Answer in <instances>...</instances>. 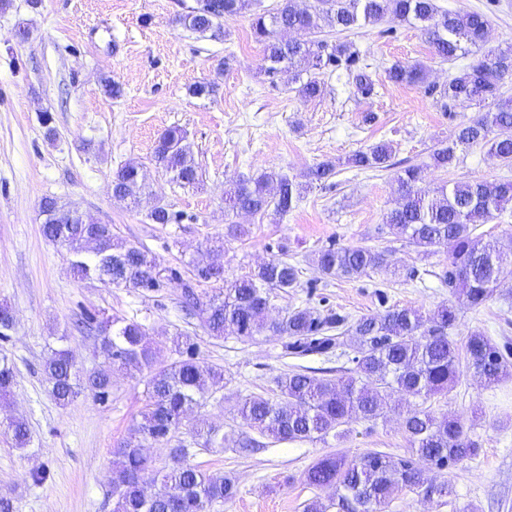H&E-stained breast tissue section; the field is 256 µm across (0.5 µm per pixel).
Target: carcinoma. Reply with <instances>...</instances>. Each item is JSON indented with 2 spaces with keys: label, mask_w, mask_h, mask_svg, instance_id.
Returning a JSON list of instances; mask_svg holds the SVG:
<instances>
[{
  "label": "carcinoma",
  "mask_w": 512,
  "mask_h": 512,
  "mask_svg": "<svg viewBox=\"0 0 512 512\" xmlns=\"http://www.w3.org/2000/svg\"><path fill=\"white\" fill-rule=\"evenodd\" d=\"M249 0H197V6L178 16L185 29L205 34L219 25L226 14L245 10ZM393 17L414 21L434 54L452 60L485 43L486 16L479 12H448L435 0H316L305 9L297 0H279L275 12L258 13L252 20L256 38L264 44L265 72L312 70L296 88L302 99L321 95L318 71L334 66L352 70L358 53L350 45H332L314 40L323 28L346 31L374 25ZM279 29H293L300 37L283 41ZM512 75V47L488 51L453 76L440 90V96L454 101L487 105L470 123L461 126L451 143L434 150L438 167L456 160L459 147L487 145L501 163L512 165V100L502 97L503 80ZM422 66L395 65L388 71L396 84L424 82ZM495 136H490V133ZM392 147L379 142L353 154L348 162L360 169L390 167ZM156 167L172 174L181 185H195L202 174L184 131L166 129L153 152ZM336 164L323 161L311 167L301 183L279 173L263 172L255 178L239 180L224 191V208L251 214L276 215L290 212L300 200L305 185L323 183L335 174ZM421 168L407 165L398 176V199L386 214L389 234L397 241L415 247L422 255L444 251L448 264L441 279L451 293L462 295L470 307L479 309L492 299L504 270L512 268V246L504 247L494 237L476 233L495 212L512 205V179L456 182L432 191L420 187ZM146 188L142 164L130 160L112 176V197L117 201H138ZM44 216V238L65 247L74 257L75 275H99L102 266L112 264V284L153 291L160 287L162 269L143 248L116 238L112 227L102 229L99 251L87 250L91 237L86 220L64 218L65 209L54 197L40 202ZM317 264L327 276L358 278L387 267L386 251L363 246L333 245L321 250ZM222 266L213 260L198 261L191 270L197 280L222 278ZM299 270L283 258L264 262L252 272L226 282L223 292L202 300L185 286L183 303L197 311L210 336L217 339L235 336L252 340L268 332L281 338L282 354L292 358L331 357L341 349L343 335L355 336L350 368L343 375L330 377L327 368H301L276 379L271 397L249 395L237 412L255 433L244 437L242 448H259L264 440L293 443L324 440L332 435L345 439L356 420L375 422L396 411L402 401L412 402L400 418V428L410 446V455L395 458L381 451H369L355 458L345 453L326 454L303 474L313 487L330 486L335 496L329 504L318 499L304 506V512H382L386 504L403 490L440 498L452 492L448 481L424 484L422 465L439 470L480 454L481 443L473 438L462 418L436 415L426 406L435 395H445L455 387L463 369H471L485 383L497 385L512 367V347L499 345L481 332L470 333L464 353L450 338L449 330L458 319L453 302L439 306L431 316L418 310L388 306L382 312L352 321L334 309H285L273 317L271 296L274 290L298 285ZM166 343L151 338L146 326L136 320L112 319V332L101 337L100 352L106 367L82 376L70 353L57 349L43 366L45 381L56 403L69 405L80 393H88L104 403L112 391L113 371L146 376V404L133 426V437L113 449V512H212L216 504L237 494L234 479L210 473L191 463L194 449L171 445L172 433L194 409L203 404L208 392L224 385V371L199 361L196 345L188 336L172 340L175 358L159 361ZM15 382L13 366L0 359V398L11 393ZM17 448L30 442L29 428L23 420L8 424ZM193 437L209 447L218 431L198 424ZM167 446L170 463L157 469L144 455L141 442Z\"/></svg>",
  "instance_id": "carcinoma-1"
}]
</instances>
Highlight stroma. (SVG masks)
<instances>
[{"instance_id":"1","label":"stroma","mask_w":512,"mask_h":512,"mask_svg":"<svg viewBox=\"0 0 512 512\" xmlns=\"http://www.w3.org/2000/svg\"><path fill=\"white\" fill-rule=\"evenodd\" d=\"M194 3L10 0L0 11V304L14 315L8 339L0 338V357L15 372L10 397L0 400V494L14 498L17 512L113 510L111 451L129 438L145 404L142 375L114 373L106 403L83 395L62 407L42 373L52 348L62 343L81 373L102 367L98 337L67 332L84 311L101 321L136 320L158 340L188 335L201 362L223 369V388L210 390L205 405L174 435L192 444L189 427L202 422L226 437V448L200 450L192 458L206 471L237 480L235 498L214 512H303L310 500L326 503L333 496L331 489L302 479L318 457L370 450L408 455L395 413L352 423L344 441L272 443L236 452L237 440L250 432L237 413L240 397L271 394L276 378L291 369L343 367L347 359L286 358L280 339L267 334L253 342L212 338L182 310V289L191 285L203 298L219 294L226 281L277 256L299 269L297 287L274 298L277 309L330 307L353 320L381 312L386 303L431 312L452 298L439 278L447 260L441 252L418 254L388 234L384 219L396 199L397 165L421 166L423 183L431 188L512 178V168L481 145L458 149L447 168L431 161L439 143L479 112L478 106L441 97L438 89L480 49L442 60L417 25L389 18L348 32L325 31L321 40L353 45L375 91L361 96L352 72L328 67L320 74L321 96L306 101L291 73L264 72L263 46L251 29L253 13L275 11L278 0H254L251 9L224 16L212 37L177 24L178 13ZM437 4L450 12L485 14L488 47L512 45V0ZM21 27L29 29L28 39L17 38ZM396 63L423 66L426 84H392L387 71ZM107 78L123 87L121 98L104 93ZM202 81L216 83L215 95H190V86ZM172 126L186 134L203 173L201 186L173 182L152 160L159 135ZM381 141L393 148L394 168L348 165L349 156ZM130 160L147 175V188L134 204L116 201L111 191L113 173ZM326 160L335 161V175L305 191L285 216L224 208V190L233 181L265 171L298 178ZM46 196L111 225L120 240L145 247L166 270L160 288L140 291L74 278L70 253L42 235L40 201ZM159 203L178 222L152 223L149 213ZM231 224L241 225L244 235L229 237ZM332 244L386 249L389 267L353 279L326 276L316 256ZM216 245L222 248L223 280H194L192 264ZM173 269L179 278L170 277ZM459 309L450 332L456 344L474 331L512 344L511 274L484 307L463 303ZM430 405L466 421L482 410L472 430L481 453L445 471L425 470L427 480L449 481L452 495L426 499L405 491L384 512H512V375L487 388L464 373L448 397L432 398ZM12 417L29 427L26 448H16L7 430ZM36 469L45 475L39 484L31 477Z\"/></svg>"}]
</instances>
